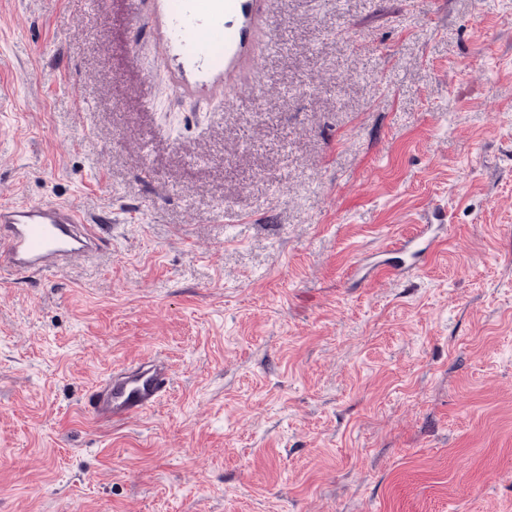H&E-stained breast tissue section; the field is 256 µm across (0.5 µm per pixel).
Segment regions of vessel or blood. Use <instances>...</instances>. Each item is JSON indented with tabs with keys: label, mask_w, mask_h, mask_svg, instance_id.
I'll return each instance as SVG.
<instances>
[{
	"label": "vessel or blood",
	"mask_w": 512,
	"mask_h": 512,
	"mask_svg": "<svg viewBox=\"0 0 512 512\" xmlns=\"http://www.w3.org/2000/svg\"><path fill=\"white\" fill-rule=\"evenodd\" d=\"M257 5L258 0H179L166 36L205 65L212 63L214 47L223 46L224 74L232 76L243 60H258L262 53L252 37ZM111 247L100 220L77 204L0 202V254L14 272L30 278L62 272ZM172 383L168 361L150 355L112 369L87 390L83 406L99 422L121 425L160 404Z\"/></svg>",
	"instance_id": "obj_1"
}]
</instances>
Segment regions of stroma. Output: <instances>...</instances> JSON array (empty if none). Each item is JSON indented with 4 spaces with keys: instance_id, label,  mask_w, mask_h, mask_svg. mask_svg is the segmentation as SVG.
Listing matches in <instances>:
<instances>
[{
    "instance_id": "stroma-1",
    "label": "stroma",
    "mask_w": 512,
    "mask_h": 512,
    "mask_svg": "<svg viewBox=\"0 0 512 512\" xmlns=\"http://www.w3.org/2000/svg\"><path fill=\"white\" fill-rule=\"evenodd\" d=\"M164 11L0 0V199L112 218L0 264V512H512V0H264L239 94ZM154 353L162 404L83 409Z\"/></svg>"
}]
</instances>
